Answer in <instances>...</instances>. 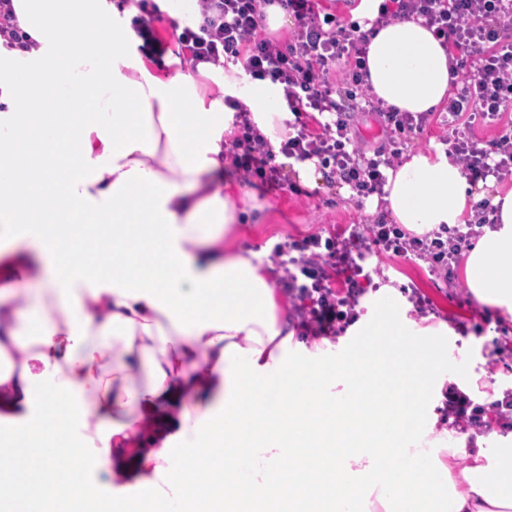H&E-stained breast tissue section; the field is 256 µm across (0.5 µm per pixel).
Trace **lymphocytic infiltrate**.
Here are the masks:
<instances>
[{"label":"lymphocytic infiltrate","mask_w":512,"mask_h":512,"mask_svg":"<svg viewBox=\"0 0 512 512\" xmlns=\"http://www.w3.org/2000/svg\"><path fill=\"white\" fill-rule=\"evenodd\" d=\"M195 22L178 40L190 65L224 66L240 61L255 80L281 84L294 116L281 152L297 162L317 160L329 179L349 186L357 199L381 194L385 170L395 168L409 141L423 134L430 113L398 112L375 98L368 85L367 46L373 31L396 21L419 19L432 30L457 64H470L474 78L457 90L442 115L445 143L476 183L512 174V123L502 124L512 102V0H381L370 29L342 24L321 0H198ZM279 6L298 28L296 39L280 42L263 32L266 9ZM370 113L386 139L366 155L355 132L356 118ZM500 125L496 137L473 136L475 122ZM238 129L232 164L249 184L284 187L281 168L246 109L235 116ZM488 200H480L465 223L441 225L418 237L401 225L380 222L349 234H311L277 244L270 261L298 317L303 336H331L347 320L362 289L365 251L377 248L428 263L447 274L473 237L487 224ZM446 407L460 432L512 429V393L489 407L472 405L467 394L449 386Z\"/></svg>","instance_id":"1"}]
</instances>
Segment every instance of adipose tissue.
<instances>
[{"label":"adipose tissue","instance_id":"1","mask_svg":"<svg viewBox=\"0 0 512 512\" xmlns=\"http://www.w3.org/2000/svg\"><path fill=\"white\" fill-rule=\"evenodd\" d=\"M27 49L0 47V420L47 442L33 461L59 495L112 487L118 512H185L175 464L205 457L224 497L249 512L276 500L330 499L336 512H512V433L465 441L437 432L446 384L478 379L448 323L400 325L406 306L381 285L347 335L383 328L378 385L366 388L353 351L297 334L291 304L255 253L231 243L224 145L242 101L272 151L292 114L280 84L241 64L166 74L143 57L130 0H13ZM369 84L385 105L434 112L458 80L447 49L421 22L380 28L368 46ZM92 92L95 110H85ZM390 219L417 235L463 223L475 199L445 145L387 170ZM464 280L482 306L512 314V187L496 186ZM108 227L112 271L75 277L61 258L71 220ZM156 246L131 272L127 245ZM31 282L24 306L12 303ZM248 401L264 427L240 439L232 410ZM82 434L57 460L60 428ZM337 476L329 490L318 471ZM281 485L270 486L273 475Z\"/></svg>","mask_w":512,"mask_h":512}]
</instances>
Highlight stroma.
<instances>
[{"label": "stroma", "mask_w": 512, "mask_h": 512, "mask_svg": "<svg viewBox=\"0 0 512 512\" xmlns=\"http://www.w3.org/2000/svg\"><path fill=\"white\" fill-rule=\"evenodd\" d=\"M224 179L235 185L236 205L246 211L243 223L235 227V246L256 253L263 262L287 237L301 238L331 228L359 229L386 214L382 207L372 212L367 206L356 205L349 191L336 185L320 184L307 196L268 191L241 182L229 163L224 166ZM363 267L371 278L369 290H376L390 278H400L403 294L410 299L418 294L426 297L428 312L437 320L451 326L464 323L466 329L460 338L467 344V356L486 372L479 387L512 391V357L495 362L489 358L494 344H512V315L479 306L461 274H454L448 282L419 260L375 251L366 256Z\"/></svg>", "instance_id": "obj_1"}]
</instances>
